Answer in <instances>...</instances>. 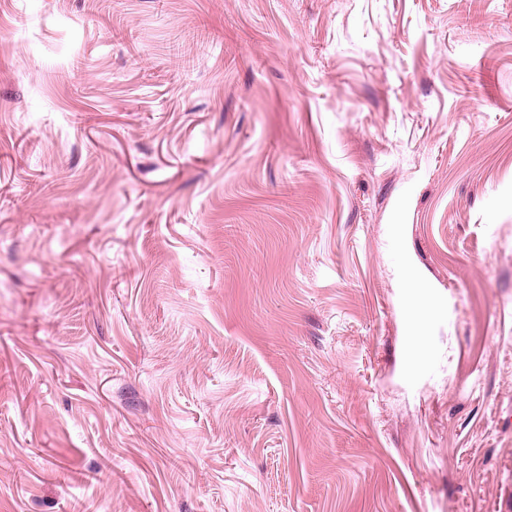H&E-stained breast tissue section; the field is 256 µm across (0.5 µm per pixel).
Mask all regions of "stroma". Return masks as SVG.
<instances>
[{
  "mask_svg": "<svg viewBox=\"0 0 512 512\" xmlns=\"http://www.w3.org/2000/svg\"><path fill=\"white\" fill-rule=\"evenodd\" d=\"M0 512H512V0H0Z\"/></svg>",
  "mask_w": 512,
  "mask_h": 512,
  "instance_id": "35a3bbf8",
  "label": "stroma"
}]
</instances>
